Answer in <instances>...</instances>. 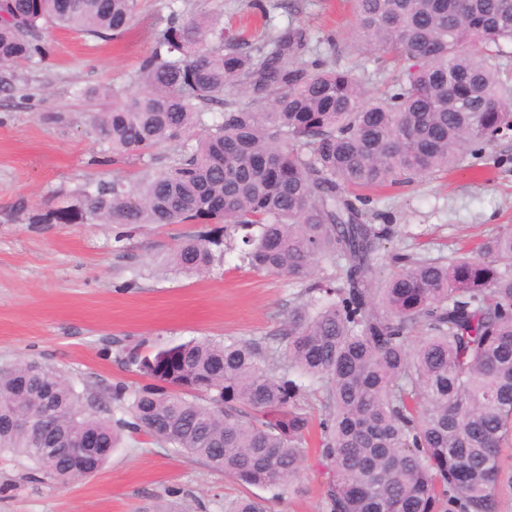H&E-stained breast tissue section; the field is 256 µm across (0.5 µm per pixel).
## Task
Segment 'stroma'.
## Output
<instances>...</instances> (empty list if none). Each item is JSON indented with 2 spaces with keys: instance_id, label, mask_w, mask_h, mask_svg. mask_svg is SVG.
Masks as SVG:
<instances>
[{
  "instance_id": "stroma-1",
  "label": "stroma",
  "mask_w": 512,
  "mask_h": 512,
  "mask_svg": "<svg viewBox=\"0 0 512 512\" xmlns=\"http://www.w3.org/2000/svg\"><path fill=\"white\" fill-rule=\"evenodd\" d=\"M169 0H137V20L102 41L49 28L43 60L15 70L13 91L0 92V368L29 359L55 365L116 415L108 394L146 379L124 362L133 346L192 338H235L274 348L301 282L244 266L237 252L202 275L171 270L186 238L223 240L220 224L45 223L50 200L84 186L99 145L89 107L75 91L111 85L135 91L141 61L169 14ZM188 12H217L225 28L259 41L256 20L295 19L334 43L329 65L363 66L366 87L385 72L355 36L352 0H178ZM372 223L394 227L389 252L449 259L465 242L512 227V130L485 153L466 156L448 173L372 194ZM24 463L0 453V512H223L225 498L250 494L269 512H326L316 454H309L300 490L245 488L200 459L146 435L125 438L95 477L68 487L24 479Z\"/></svg>"
}]
</instances>
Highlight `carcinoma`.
Returning a JSON list of instances; mask_svg holds the SVG:
<instances>
[{
  "label": "carcinoma",
  "mask_w": 512,
  "mask_h": 512,
  "mask_svg": "<svg viewBox=\"0 0 512 512\" xmlns=\"http://www.w3.org/2000/svg\"><path fill=\"white\" fill-rule=\"evenodd\" d=\"M357 35L397 74L370 92L312 56L292 20L261 45L209 13L170 8L137 90L89 87L95 165L147 158L137 179L86 187L42 221L224 223L251 268L305 283L282 346L199 339L126 352L149 379L112 386L119 418L83 403L57 368L0 369V451L27 479L78 477L64 443L96 438L102 469L123 434H145L243 486L289 490L320 431L328 512H498L512 447V230L449 260L386 253L393 225L369 222L370 191L444 172L512 130V0H355ZM136 0H0V91L47 55L40 31L107 40ZM177 143L176 153H156ZM203 239L171 264L210 269ZM394 270L375 279L385 263ZM323 263L333 279L318 277ZM320 397L319 421L306 409ZM52 400L58 447L17 421ZM224 512H267L255 496Z\"/></svg>",
  "instance_id": "carcinoma-1"
}]
</instances>
